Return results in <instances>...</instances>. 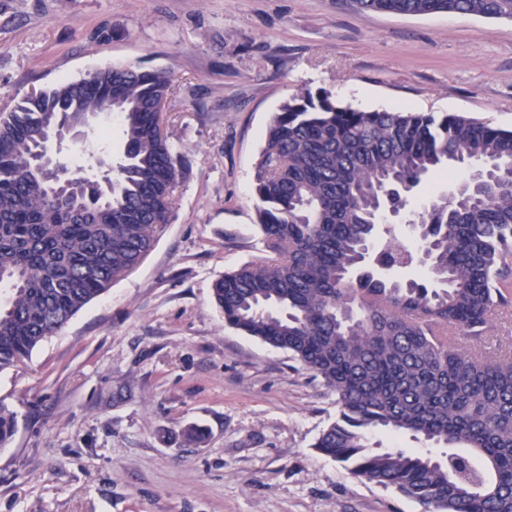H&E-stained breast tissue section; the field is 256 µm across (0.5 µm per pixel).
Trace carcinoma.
<instances>
[{
    "mask_svg": "<svg viewBox=\"0 0 512 512\" xmlns=\"http://www.w3.org/2000/svg\"><path fill=\"white\" fill-rule=\"evenodd\" d=\"M351 3L512 19V0ZM171 89L168 71L113 66L0 116V372L136 268L169 223L183 171L157 105ZM109 107L126 148L112 190L60 169L84 198L76 218L40 183L36 150L69 119ZM467 168L484 175L409 219L414 250L379 243L386 195ZM255 194L270 255L224 273L212 294L228 326L287 351L336 396L313 447L424 512H512V350L488 357L448 340L487 335L491 312L512 307V130L455 113L361 111L306 90L270 122ZM416 252L425 277L398 278ZM16 427L1 403V448ZM376 434L468 453L392 450Z\"/></svg>",
    "mask_w": 512,
    "mask_h": 512,
    "instance_id": "carcinoma-1",
    "label": "carcinoma"
}]
</instances>
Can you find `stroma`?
<instances>
[{
	"label": "stroma",
	"instance_id": "1",
	"mask_svg": "<svg viewBox=\"0 0 512 512\" xmlns=\"http://www.w3.org/2000/svg\"><path fill=\"white\" fill-rule=\"evenodd\" d=\"M114 65L167 70L184 177L142 263L17 367L0 512H421L314 443L336 397L224 323V273L262 256L254 176L300 90L512 129V19L349 0H0V110ZM190 426L202 443L184 442Z\"/></svg>",
	"mask_w": 512,
	"mask_h": 512
}]
</instances>
